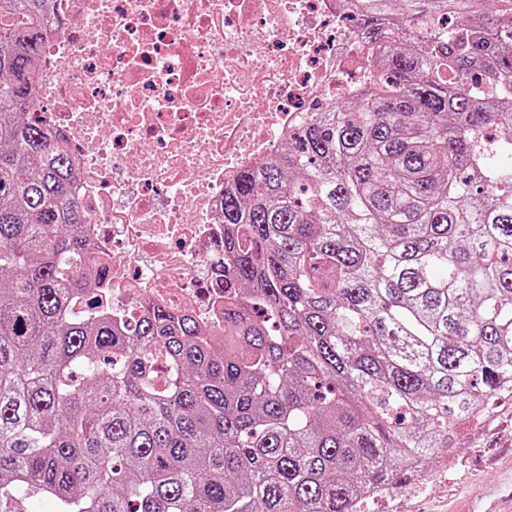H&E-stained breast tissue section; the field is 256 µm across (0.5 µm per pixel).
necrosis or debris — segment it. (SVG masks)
Segmentation results:
<instances>
[{"label":"necrosis or debris","instance_id":"necrosis-or-debris-1","mask_svg":"<svg viewBox=\"0 0 512 512\" xmlns=\"http://www.w3.org/2000/svg\"><path fill=\"white\" fill-rule=\"evenodd\" d=\"M35 113L65 142L98 308L224 330V195L377 77L351 0H57Z\"/></svg>","mask_w":512,"mask_h":512}]
</instances>
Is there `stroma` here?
<instances>
[{
  "mask_svg": "<svg viewBox=\"0 0 512 512\" xmlns=\"http://www.w3.org/2000/svg\"><path fill=\"white\" fill-rule=\"evenodd\" d=\"M512 494V399L494 404L483 422L465 430L420 485L392 488L364 512H487Z\"/></svg>",
  "mask_w": 512,
  "mask_h": 512,
  "instance_id": "stroma-1",
  "label": "stroma"
}]
</instances>
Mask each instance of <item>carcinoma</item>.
<instances>
[{"mask_svg":"<svg viewBox=\"0 0 512 512\" xmlns=\"http://www.w3.org/2000/svg\"><path fill=\"white\" fill-rule=\"evenodd\" d=\"M357 10L374 86L224 195L218 338L73 311L85 215L32 117L59 18L0 0V512H361L512 395V0Z\"/></svg>","mask_w":512,"mask_h":512,"instance_id":"obj_1","label":"carcinoma"}]
</instances>
